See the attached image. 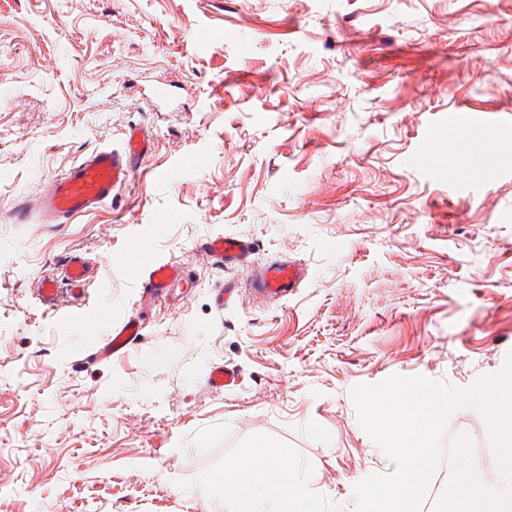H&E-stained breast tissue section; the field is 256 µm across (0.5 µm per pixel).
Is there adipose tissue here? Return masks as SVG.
I'll return each instance as SVG.
<instances>
[{
	"label": "adipose tissue",
	"mask_w": 512,
	"mask_h": 512,
	"mask_svg": "<svg viewBox=\"0 0 512 512\" xmlns=\"http://www.w3.org/2000/svg\"><path fill=\"white\" fill-rule=\"evenodd\" d=\"M220 483L234 492L235 512H311L283 448L266 446L238 457L225 466Z\"/></svg>",
	"instance_id": "adipose-tissue-1"
}]
</instances>
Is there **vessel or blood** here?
Returning a JSON list of instances; mask_svg holds the SVG:
<instances>
[{"label":"vessel or blood","instance_id":"1","mask_svg":"<svg viewBox=\"0 0 512 512\" xmlns=\"http://www.w3.org/2000/svg\"><path fill=\"white\" fill-rule=\"evenodd\" d=\"M149 145L147 129H129L119 146L95 149L53 176L47 189L22 206L16 215L17 220L25 222L35 214L45 223L64 224L99 208L111 200L115 189L129 181ZM254 250V242L243 237L210 236L201 245V251L207 258L231 274L250 269ZM126 264L141 275L138 310L110 326L96 351L97 357L102 359L111 358L136 343L143 330L139 310L167 300L174 288L189 278V270L181 261L149 257L142 247L127 255ZM250 271V283L256 294L267 298L291 295L305 279L302 266L288 260L271 262ZM94 276L95 270L89 260L72 256L63 265L60 276L38 279L33 293L49 309L63 311L66 319L75 321L79 314L71 304L84 296Z\"/></svg>","mask_w":512,"mask_h":512}]
</instances>
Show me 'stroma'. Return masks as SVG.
<instances>
[{"label": "stroma", "instance_id": "obj_1", "mask_svg": "<svg viewBox=\"0 0 512 512\" xmlns=\"http://www.w3.org/2000/svg\"><path fill=\"white\" fill-rule=\"evenodd\" d=\"M452 112L472 119L465 139ZM135 125L153 146L112 202L14 223ZM504 139L512 0H0V512H229L210 479L265 443L287 449L313 512H356L355 485L396 465L351 388H466L512 355ZM209 235L308 276L217 308ZM138 245L193 285L125 354L87 361L132 311ZM74 253L98 267L79 325L30 292ZM216 363L239 384L210 387ZM461 433L500 488L481 413L458 409L445 437Z\"/></svg>", "mask_w": 512, "mask_h": 512}]
</instances>
